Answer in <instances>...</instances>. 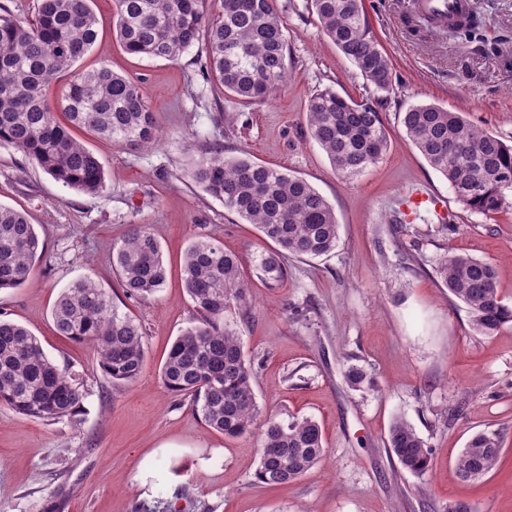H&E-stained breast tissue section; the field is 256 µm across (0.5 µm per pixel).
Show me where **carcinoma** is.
I'll return each mask as SVG.
<instances>
[{"instance_id": "1", "label": "carcinoma", "mask_w": 512, "mask_h": 512, "mask_svg": "<svg viewBox=\"0 0 512 512\" xmlns=\"http://www.w3.org/2000/svg\"><path fill=\"white\" fill-rule=\"evenodd\" d=\"M323 33L353 62L375 91L393 90L392 69L355 0H311ZM116 35L126 53L175 61L203 45L202 73L241 99L269 98L287 78V36L276 0H221L214 13L207 0H114ZM98 20L89 0H40L36 20L22 22L0 6V142L13 145L63 186L95 195L106 187L96 155L54 118L45 89L70 76L59 100L73 127L118 145L151 148L161 138L156 117L138 84L102 65L75 71L94 46ZM306 119L312 138L336 171L361 174L387 149L381 112L368 101L344 98L331 88L310 95ZM410 143L447 180L455 197L484 215L512 206V145L459 112L420 104L404 112ZM191 179L224 207L278 246L262 259L267 279L282 277L281 258H317L336 248L334 209L309 182L247 157H224L212 147ZM39 237L25 213L0 204V290L33 275ZM112 260L129 298L146 299L163 288L166 266L156 237L135 225ZM448 292L484 335L512 322V306L499 295L492 265L463 254L439 266ZM185 290L196 317L172 343L160 369L171 393L190 398L205 425L227 438L250 431L258 413L255 372L239 333L224 320L250 308L239 258L213 237L193 242L183 257ZM59 335L90 342L98 367L114 384L143 375L142 327L119 313L112 295L91 277L63 289L52 308ZM354 388H376L365 369L347 373ZM84 391L43 351L24 326L0 317V405L46 421L74 418ZM257 483L275 487L301 478L326 457L320 425L305 417L287 424L268 419L261 431ZM387 447L402 468L423 475L431 467L424 440L403 419L388 431ZM501 453L495 433L474 434L461 451L457 473L470 481L490 472Z\"/></svg>"}]
</instances>
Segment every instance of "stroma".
Returning <instances> with one entry per match:
<instances>
[{
	"label": "stroma",
	"mask_w": 512,
	"mask_h": 512,
	"mask_svg": "<svg viewBox=\"0 0 512 512\" xmlns=\"http://www.w3.org/2000/svg\"><path fill=\"white\" fill-rule=\"evenodd\" d=\"M469 5L477 25L448 31L428 23L415 0H363L393 71V92L380 96L323 34L310 0H277L288 80L252 101L203 78L200 47L174 62L127 54L113 0H93L99 35L78 69L105 63L140 81L163 139L152 149L89 139L106 172L96 195L64 187L0 143V204L26 212L43 247L31 280L0 292V313L27 327L85 393L73 421L0 407V512H144L160 503L166 512H451L460 501L475 512H512V325L475 332L437 272L451 253L490 262L512 304V209L487 216L460 204L402 124L410 106L435 104L512 144V0ZM326 87L377 102L387 129L381 159L351 179L336 173L307 126V99ZM212 146L311 183L334 208L336 248L288 257L279 281L264 279L259 262L274 243L190 178ZM415 189L440 200L442 214L393 225ZM135 224L160 241L168 268L164 288L145 300L124 296L112 266L113 247ZM210 236L239 256L251 295L248 319L225 316L254 367L259 407L250 432L235 439L208 428L159 379L195 317L183 254ZM86 276L143 328L146 365L136 383L108 382L92 344L55 331L59 293ZM353 364L377 389L347 385ZM301 417L320 424L327 461L278 487L257 484L266 420ZM398 418L432 453L425 475L401 469L385 446ZM478 431L500 434L503 454L491 473L464 482L456 462Z\"/></svg>",
	"instance_id": "stroma-1"
}]
</instances>
